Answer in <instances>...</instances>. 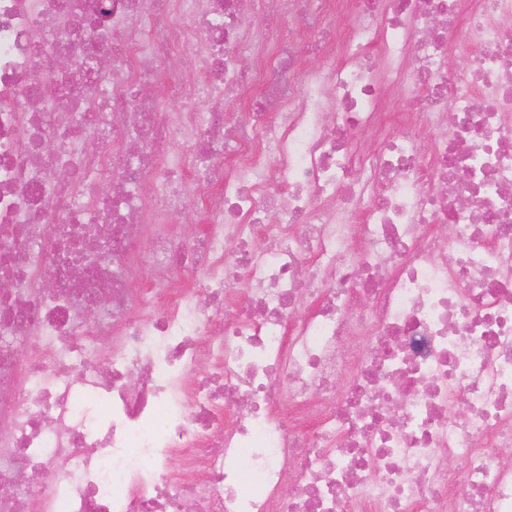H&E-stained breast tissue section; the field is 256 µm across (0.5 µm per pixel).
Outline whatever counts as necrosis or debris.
I'll return each instance as SVG.
<instances>
[{
	"label": "necrosis or debris",
	"instance_id": "necrosis-or-debris-1",
	"mask_svg": "<svg viewBox=\"0 0 512 512\" xmlns=\"http://www.w3.org/2000/svg\"><path fill=\"white\" fill-rule=\"evenodd\" d=\"M0 281V512H512V0H0Z\"/></svg>",
	"mask_w": 512,
	"mask_h": 512
}]
</instances>
